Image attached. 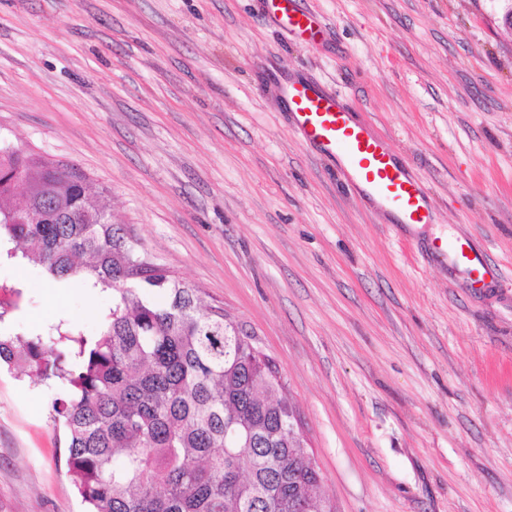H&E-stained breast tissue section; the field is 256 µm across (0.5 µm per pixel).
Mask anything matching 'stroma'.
Listing matches in <instances>:
<instances>
[{
  "mask_svg": "<svg viewBox=\"0 0 512 512\" xmlns=\"http://www.w3.org/2000/svg\"><path fill=\"white\" fill-rule=\"evenodd\" d=\"M304 4L314 43L264 0H0V143L84 174L142 257L275 362L335 512H512V33L490 0ZM291 77L411 160L431 223L340 182L288 123ZM457 235L499 279L427 256ZM13 287L6 336L52 314L91 336L112 305L0 263ZM61 390L0 369V512H83Z\"/></svg>",
  "mask_w": 512,
  "mask_h": 512,
  "instance_id": "35a3bbf8",
  "label": "stroma"
}]
</instances>
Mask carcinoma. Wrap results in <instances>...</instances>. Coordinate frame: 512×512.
Masks as SVG:
<instances>
[{"label": "carcinoma", "instance_id": "1", "mask_svg": "<svg viewBox=\"0 0 512 512\" xmlns=\"http://www.w3.org/2000/svg\"><path fill=\"white\" fill-rule=\"evenodd\" d=\"M127 232L76 171L0 146V257L112 293L94 336L69 318L0 336V361L65 387L52 412L87 512H334L276 365Z\"/></svg>", "mask_w": 512, "mask_h": 512}]
</instances>
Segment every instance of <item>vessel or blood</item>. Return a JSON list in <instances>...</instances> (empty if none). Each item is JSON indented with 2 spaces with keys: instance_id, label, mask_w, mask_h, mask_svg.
Wrapping results in <instances>:
<instances>
[{
  "instance_id": "b4317fda",
  "label": "vessel or blood",
  "mask_w": 512,
  "mask_h": 512,
  "mask_svg": "<svg viewBox=\"0 0 512 512\" xmlns=\"http://www.w3.org/2000/svg\"><path fill=\"white\" fill-rule=\"evenodd\" d=\"M270 13L290 32L315 37L314 14L302 0H267ZM288 114L303 142L337 170L357 194L397 224H426L431 210L410 163L388 150L367 123L356 121L336 94L315 80H294L281 90ZM434 255L447 257L472 285L484 284L492 270L477 245L455 237L432 245Z\"/></svg>"
}]
</instances>
